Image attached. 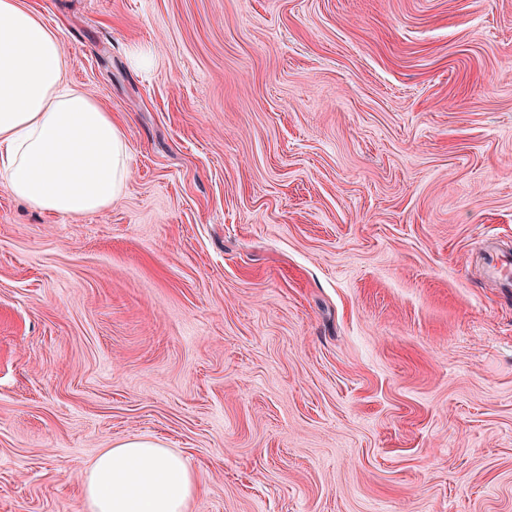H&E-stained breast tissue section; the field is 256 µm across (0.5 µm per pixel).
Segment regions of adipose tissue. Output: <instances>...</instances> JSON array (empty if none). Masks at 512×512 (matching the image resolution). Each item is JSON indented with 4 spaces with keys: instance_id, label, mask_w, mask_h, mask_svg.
<instances>
[{
    "instance_id": "adipose-tissue-1",
    "label": "adipose tissue",
    "mask_w": 512,
    "mask_h": 512,
    "mask_svg": "<svg viewBox=\"0 0 512 512\" xmlns=\"http://www.w3.org/2000/svg\"><path fill=\"white\" fill-rule=\"evenodd\" d=\"M54 29L27 0H0V182L33 209L87 215L111 208L130 174L112 114L66 80ZM198 491L186 457L131 439L86 472L89 512H187Z\"/></svg>"
}]
</instances>
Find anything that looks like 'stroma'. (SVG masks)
Masks as SVG:
<instances>
[{"mask_svg":"<svg viewBox=\"0 0 512 512\" xmlns=\"http://www.w3.org/2000/svg\"><path fill=\"white\" fill-rule=\"evenodd\" d=\"M123 128L110 209L0 184V512L134 438L189 512H512V0H29ZM154 51L130 67L132 45ZM482 260L490 277L498 279L503 286L512 285V248L503 250L491 245L484 252Z\"/></svg>","mask_w":512,"mask_h":512,"instance_id":"stroma-1","label":"stroma"}]
</instances>
